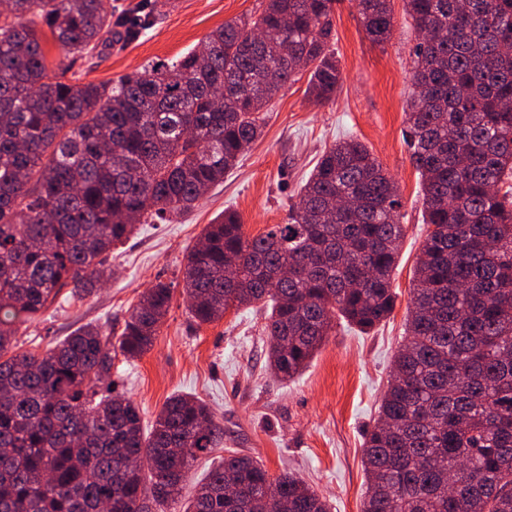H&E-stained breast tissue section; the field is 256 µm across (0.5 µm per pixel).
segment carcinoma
Instances as JSON below:
<instances>
[{
	"instance_id": "1",
	"label": "carcinoma",
	"mask_w": 512,
	"mask_h": 512,
	"mask_svg": "<svg viewBox=\"0 0 512 512\" xmlns=\"http://www.w3.org/2000/svg\"><path fill=\"white\" fill-rule=\"evenodd\" d=\"M387 41L391 0H355ZM418 42L405 141L421 175L427 234L393 378L366 433L361 512H512V0H403ZM336 0H267L190 51L111 83L46 65L37 25L66 54H93L140 20L107 0H11L0 18V512H166L193 464L224 443L201 399L170 396L149 428L112 381L116 355L154 344L172 288L158 282L117 341L85 325L42 353L15 351L16 324L63 289L82 300L141 221L189 212L263 133L264 112L310 69L308 94L342 80ZM393 178L359 140L326 151L288 222L248 237L226 211L189 248L194 321L266 307L271 371L291 380L340 316L363 331L395 307L404 225ZM288 265V279L278 277ZM240 485L224 493L226 474ZM184 512H330L300 477L270 480L231 453Z\"/></svg>"
}]
</instances>
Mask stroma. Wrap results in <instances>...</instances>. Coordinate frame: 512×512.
Segmentation results:
<instances>
[{
	"mask_svg": "<svg viewBox=\"0 0 512 512\" xmlns=\"http://www.w3.org/2000/svg\"><path fill=\"white\" fill-rule=\"evenodd\" d=\"M133 9L146 26L136 38L109 37L99 53L72 58L52 38L43 41L52 68L70 67L82 81L107 83L145 66L200 48L224 23L260 13L266 0H112ZM394 29L383 43L366 35L354 0H337L332 48L343 81L331 100L306 94L308 73L284 86L265 115L264 132L228 172L183 214L141 225L113 255L112 278L93 297L57 298L33 322L19 324L18 351L43 352L86 324L120 332L129 311L156 282L171 285V307L153 347L141 358H116L112 377L151 422L167 398L192 394L224 424V445L196 462L204 478L226 451L259 460L270 476L297 473L326 498L330 512H361L366 491L363 443L405 339L414 266L426 235L420 176L403 138L411 91L416 33L393 0ZM354 137L365 144L398 186L405 236L393 287L395 309L386 323L361 333L336 324L303 373L291 381L266 368L262 312L233 309L211 324H196L183 295L187 249L224 209L239 214L253 237L288 220L302 184L323 152Z\"/></svg>",
	"mask_w": 512,
	"mask_h": 512,
	"instance_id": "stroma-1",
	"label": "stroma"
}]
</instances>
